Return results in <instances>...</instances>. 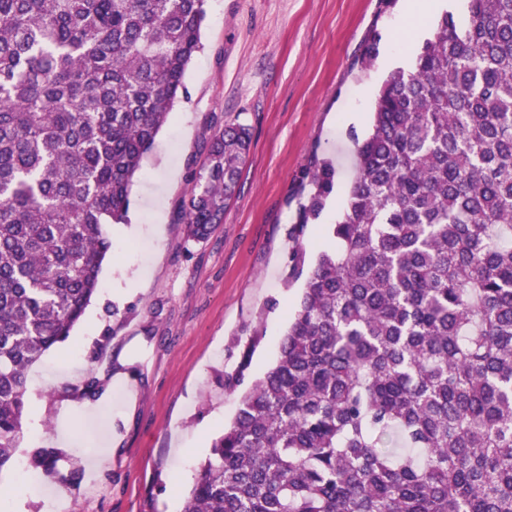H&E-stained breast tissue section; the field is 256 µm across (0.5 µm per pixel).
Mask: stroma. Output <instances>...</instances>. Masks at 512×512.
Instances as JSON below:
<instances>
[{
    "instance_id": "1",
    "label": "stroma",
    "mask_w": 512,
    "mask_h": 512,
    "mask_svg": "<svg viewBox=\"0 0 512 512\" xmlns=\"http://www.w3.org/2000/svg\"><path fill=\"white\" fill-rule=\"evenodd\" d=\"M404 2L206 0L187 94L142 158L128 223L106 227L101 292L29 375L36 401L18 456L53 446L81 477L42 478L17 512H44L52 496L82 512H180L197 463L278 357L299 270L330 244L326 227L357 174L355 140L392 71L387 56L411 65L423 43ZM373 37L379 52L368 66ZM233 122L253 134L238 193L208 240L191 242L180 221L189 173L205 141ZM316 158L334 163L336 191L298 237L303 176ZM92 375L103 383L94 400L82 394Z\"/></svg>"
}]
</instances>
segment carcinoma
<instances>
[{"label":"carcinoma","mask_w":512,"mask_h":512,"mask_svg":"<svg viewBox=\"0 0 512 512\" xmlns=\"http://www.w3.org/2000/svg\"><path fill=\"white\" fill-rule=\"evenodd\" d=\"M205 0H0V471L28 371L100 291L105 226L200 50ZM443 12L381 86L331 246L275 364L199 463L182 512H512V0ZM248 125L216 130L181 211L207 239ZM295 233L336 191L315 162ZM65 457L39 446L32 471Z\"/></svg>","instance_id":"carcinoma-1"}]
</instances>
